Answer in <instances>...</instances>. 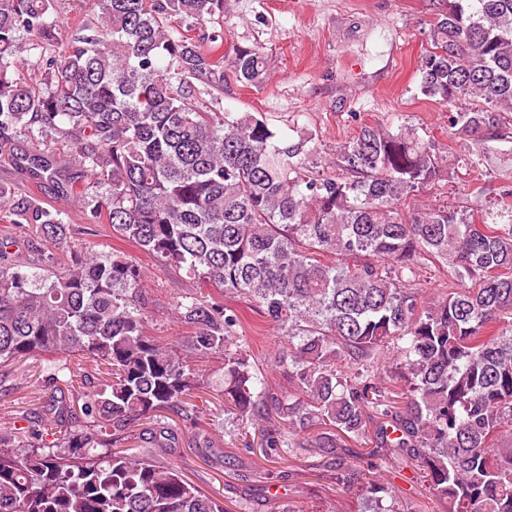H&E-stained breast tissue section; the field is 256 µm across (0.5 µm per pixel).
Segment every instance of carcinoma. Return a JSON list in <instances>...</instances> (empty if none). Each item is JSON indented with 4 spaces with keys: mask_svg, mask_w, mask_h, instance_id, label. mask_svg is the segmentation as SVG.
I'll return each mask as SVG.
<instances>
[{
    "mask_svg": "<svg viewBox=\"0 0 512 512\" xmlns=\"http://www.w3.org/2000/svg\"><path fill=\"white\" fill-rule=\"evenodd\" d=\"M56 2L0 0V150L38 132L44 148L11 161L62 203L86 196L83 223L104 219L259 311L288 337L276 360L288 391L234 343L240 309L181 295L186 346L149 334L131 255L75 246L62 207L0 186L12 216L0 234V367L52 358L42 423L59 430L0 435V512H224L167 460L178 436L157 419L197 421L188 397L205 361L224 369V413L265 423L261 451L275 463L282 448L366 439L423 471L445 512H512V183L489 155L512 141V0H441L418 87L448 112L459 146L448 152L482 186L427 209L408 202L442 156L406 121L360 124L325 167L312 136L200 101L198 82L224 92L226 64L245 85L265 81L259 51L226 53L224 31L204 30L224 19V0H80L87 17L65 41ZM424 261L448 273L426 306ZM60 356L109 380L99 387ZM65 370L91 388L83 421L53 392ZM140 420L149 428L130 453ZM196 439L222 453L211 432ZM334 466L337 487L361 489V512H401L384 484L338 456Z\"/></svg>",
    "mask_w": 512,
    "mask_h": 512,
    "instance_id": "obj_1",
    "label": "carcinoma"
}]
</instances>
